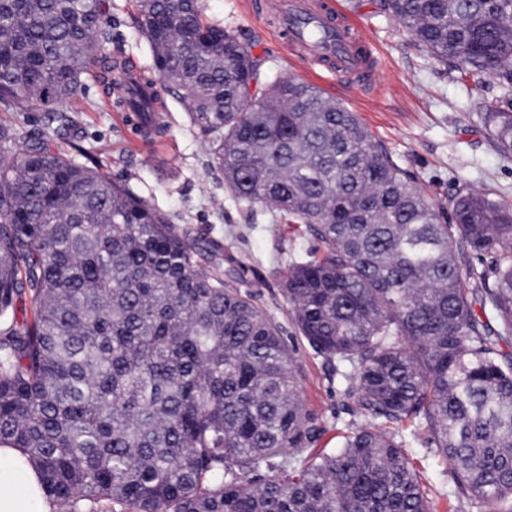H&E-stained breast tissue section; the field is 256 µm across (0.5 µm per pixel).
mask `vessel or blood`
Returning <instances> with one entry per match:
<instances>
[{"mask_svg":"<svg viewBox=\"0 0 512 512\" xmlns=\"http://www.w3.org/2000/svg\"><path fill=\"white\" fill-rule=\"evenodd\" d=\"M280 30L290 61L313 73L320 68L336 77H354L361 87L381 82L378 64L361 24L349 16L339 0H274ZM330 30L327 40L309 38L306 22Z\"/></svg>","mask_w":512,"mask_h":512,"instance_id":"obj_1","label":"vessel or blood"}]
</instances>
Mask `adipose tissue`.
I'll return each instance as SVG.
<instances>
[{
	"label": "adipose tissue",
	"mask_w": 512,
	"mask_h": 512,
	"mask_svg": "<svg viewBox=\"0 0 512 512\" xmlns=\"http://www.w3.org/2000/svg\"><path fill=\"white\" fill-rule=\"evenodd\" d=\"M0 512H52L39 471L19 448L0 447Z\"/></svg>",
	"instance_id": "1"
}]
</instances>
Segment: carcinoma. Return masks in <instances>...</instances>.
I'll list each match as a JSON object with an SVG mask.
<instances>
[{
	"label": "carcinoma",
	"mask_w": 512,
	"mask_h": 512,
	"mask_svg": "<svg viewBox=\"0 0 512 512\" xmlns=\"http://www.w3.org/2000/svg\"><path fill=\"white\" fill-rule=\"evenodd\" d=\"M137 3L153 66L135 82L100 55L106 0H0V446L25 449L53 512H433L408 453L423 437L458 492L512 512V204L426 195L357 113L262 76L202 0ZM377 9L471 90L495 80L503 104L472 105L512 157V0ZM94 64L107 97L152 120L167 106L142 87L188 102L232 197L319 243L290 252L281 291L353 406L337 447H317L296 346L236 276L196 260L220 243L200 248L45 144L18 146L35 107L73 124Z\"/></svg>",
	"instance_id": "carcinoma-1"
}]
</instances>
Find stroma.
I'll return each instance as SVG.
<instances>
[{
	"label": "stroma",
	"instance_id": "1",
	"mask_svg": "<svg viewBox=\"0 0 512 512\" xmlns=\"http://www.w3.org/2000/svg\"><path fill=\"white\" fill-rule=\"evenodd\" d=\"M246 0H203L207 20L221 23L251 49L262 69L285 77L300 76L299 66L279 56L280 39L272 17L248 14ZM112 39L104 56L150 68L152 56L141 33L135 0H109ZM373 0H362L352 16L362 23L384 79L373 93L356 94L331 77H309L325 98L356 112L372 138L382 143L411 181L434 198H446L470 186L499 194L512 203V157L506 158L484 137L459 72L444 69L419 51L397 23L376 16ZM83 109L60 130L51 113H28L20 130L23 143L47 141L80 164L100 167L113 180L166 214L173 224L223 243L245 267L242 292L250 293L290 337L295 329L280 292L279 270L289 251L305 255L315 242L303 225L272 218L261 206L235 201L224 177L213 169L204 133L191 123L184 101L168 96L170 145L161 154L139 150L134 133L115 109L101 105L96 69L82 76ZM220 199L222 210L211 202ZM299 382L307 407L317 414L324 433L320 447H335L351 418L349 401L333 369L300 346Z\"/></svg>",
	"mask_w": 512,
	"mask_h": 512
}]
</instances>
